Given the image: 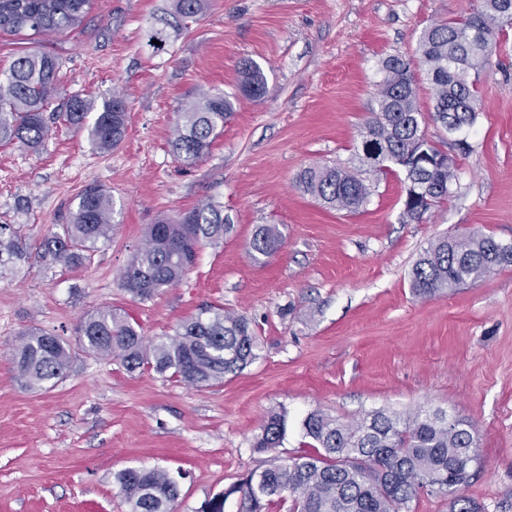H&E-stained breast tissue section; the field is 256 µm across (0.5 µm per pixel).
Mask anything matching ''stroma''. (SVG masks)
Wrapping results in <instances>:
<instances>
[{"label":"stroma","instance_id":"35a3bbf8","mask_svg":"<svg viewBox=\"0 0 512 512\" xmlns=\"http://www.w3.org/2000/svg\"><path fill=\"white\" fill-rule=\"evenodd\" d=\"M167 2L91 0L77 28L0 33V72L46 51L62 62L59 98L118 93L129 115L108 153L60 119L38 150L0 147V224L20 226L27 243L0 269V512H128L114 480L128 467L178 476L174 512H195L264 468L253 441L269 412L287 415L285 459L305 450L301 422L312 411L351 420L419 407L475 425L478 474L464 494L484 512H512V267L431 299L409 288L437 238L512 243V28L481 76L468 150L426 122L427 137L455 156L457 183L414 223L401 218L399 168L371 179L354 212L322 206L296 177L312 164L353 165L380 61L414 56L425 28L477 0H206L156 49L148 32ZM245 59L263 71L265 96L237 98L209 154L178 162L176 110L202 89L234 94ZM90 184L116 203L110 241L76 268L42 261L38 244ZM206 199L223 206L231 232L204 243L180 283L131 300L119 278L148 225ZM260 224L278 225L283 243L256 262L246 247ZM210 305L251 320L259 348L243 372L203 387L79 352L35 389L12 362L20 333L72 341L98 309L131 317L157 343Z\"/></svg>","mask_w":512,"mask_h":512}]
</instances>
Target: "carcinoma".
<instances>
[{"mask_svg":"<svg viewBox=\"0 0 512 512\" xmlns=\"http://www.w3.org/2000/svg\"><path fill=\"white\" fill-rule=\"evenodd\" d=\"M90 0H0V32L31 30L51 34L78 26ZM205 0H171L156 18L149 40L165 42V29L177 28L200 14ZM512 27V0H479L470 12L451 16L426 28L415 58L393 55L381 63L371 117L356 149L358 167L329 165L304 168L298 187L323 205L356 211L367 200L364 175L377 176L389 165L404 173L403 216L420 222L448 200L456 181V163L423 130L425 113L417 97V76L425 71L433 102L430 118L449 133L470 127L480 100V75L489 53L505 28ZM61 63L49 53L19 56L0 77V144L40 147L50 133L44 111L55 99ZM238 93L261 98L266 78L255 63L243 61ZM236 97L200 91L176 112L171 142L176 160L193 165L210 151L232 117ZM58 116L77 131L87 129L94 150L106 153L124 139L128 112L119 94L98 104L79 95L61 103ZM115 205L112 193L97 184L77 197L68 223L45 237L39 258L67 268L89 259L97 244L112 236ZM231 229L224 209L202 201L175 217L150 225L142 246L134 250L120 276V287L132 298L146 301L187 273L185 258L193 247L213 241ZM275 224L259 226L247 245L255 261L273 254L282 244ZM21 235L11 224H0V267L21 255ZM512 267V244L480 233H464L432 241L419 255L410 287L421 298H433L450 288L475 283L503 267ZM77 345L94 357L110 356L128 369L153 365L189 386L219 382L242 372L257 358L258 336L249 319L222 307H206L184 322L167 340L146 345L136 322L111 309L84 316L77 327ZM18 378L41 387L64 375L72 360L70 344L60 336L30 330L20 335L13 352ZM313 451L296 454L281 464L278 458L253 471L240 483L203 501L196 512H224V502L242 494L243 512H269L276 502L291 498L289 512H414L420 496L444 499L450 512H484L462 495L475 475L479 437L464 418L448 420L443 410L418 408L404 415L377 409L353 421L321 411L301 423ZM285 413L266 417L253 448L271 452L287 433ZM129 512H172L179 485L161 468L129 467L114 476Z\"/></svg>","mask_w":512,"mask_h":512,"instance_id":"1","label":"carcinoma"}]
</instances>
